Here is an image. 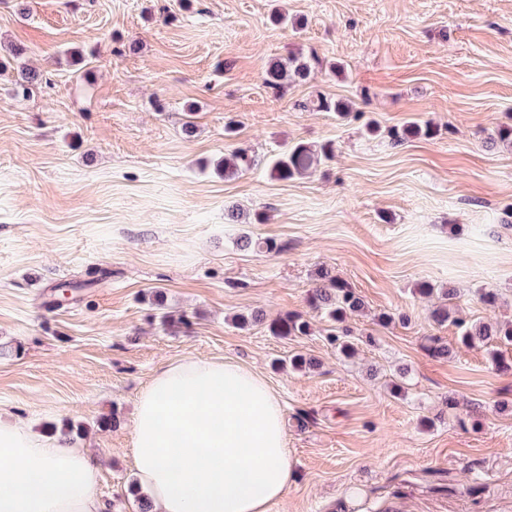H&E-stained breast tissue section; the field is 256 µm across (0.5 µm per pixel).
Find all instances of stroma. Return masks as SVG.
<instances>
[{
	"mask_svg": "<svg viewBox=\"0 0 512 512\" xmlns=\"http://www.w3.org/2000/svg\"><path fill=\"white\" fill-rule=\"evenodd\" d=\"M278 9L298 28L273 24ZM293 53L316 58L308 80L266 86ZM0 58V410L41 435L83 428L104 512H139L135 400L189 356L255 369L279 397L293 477L269 512H512V348L498 366L462 346L417 290L456 289L474 323L512 320V147L483 145L512 123V0H0ZM23 65L40 74L26 97ZM318 93L355 117L309 109ZM412 119L437 135L391 146ZM327 141L313 174L271 176L272 156ZM238 148L258 166L217 174ZM243 233L280 250L241 249ZM323 269L365 303L354 357L308 303ZM288 314L310 334L272 335ZM292 352L316 367L284 365Z\"/></svg>",
	"mask_w": 512,
	"mask_h": 512,
	"instance_id": "obj_1",
	"label": "stroma"
}]
</instances>
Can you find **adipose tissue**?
I'll list each match as a JSON object with an SVG mask.
<instances>
[{"label": "adipose tissue", "instance_id": "obj_1", "mask_svg": "<svg viewBox=\"0 0 512 512\" xmlns=\"http://www.w3.org/2000/svg\"><path fill=\"white\" fill-rule=\"evenodd\" d=\"M133 465L153 512H269L292 478L279 399L230 360L184 358L136 400ZM89 449L0 412V512H101Z\"/></svg>", "mask_w": 512, "mask_h": 512}]
</instances>
